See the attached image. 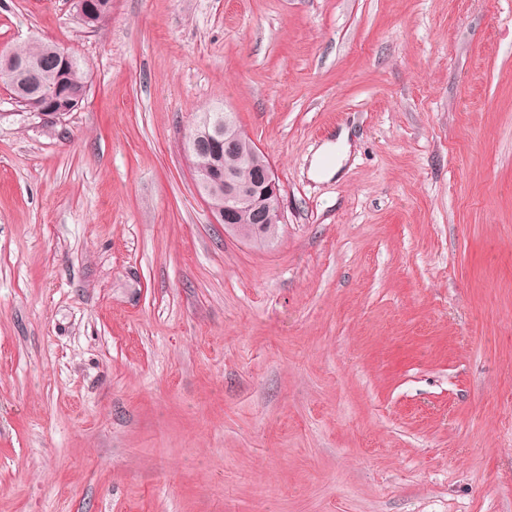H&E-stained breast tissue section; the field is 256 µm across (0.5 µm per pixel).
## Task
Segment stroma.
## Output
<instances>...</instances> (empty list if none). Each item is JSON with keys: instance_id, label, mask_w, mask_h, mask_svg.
<instances>
[{"instance_id": "1", "label": "stroma", "mask_w": 512, "mask_h": 512, "mask_svg": "<svg viewBox=\"0 0 512 512\" xmlns=\"http://www.w3.org/2000/svg\"><path fill=\"white\" fill-rule=\"evenodd\" d=\"M33 40L90 83L0 85V512H512V0H0ZM215 105L273 248L195 187ZM208 114L211 118V123L209 126H202L199 131L203 135H213L214 134V128L215 124L220 122L224 126V149L226 151H231L237 148V146L240 144L243 134L247 138V143L250 145H253V141L241 130L236 126L234 123L231 114L227 112H220V111H213V112H204L203 115ZM243 145L244 152H248V144ZM198 118L192 123V126L185 138L184 149L185 152L191 157H195L199 153L200 138L196 135V127L198 126ZM267 158L260 155L256 159L247 160L239 159L235 156L223 155L222 161L217 157L211 149H206L198 154L195 158L197 168L212 169L214 166L218 167H232L237 170L238 178L242 181L249 180L253 176V167L261 162H265ZM339 151L336 152L335 159L333 162L327 164L322 156L316 157L312 162V169L322 179H330L344 166L348 160L350 144H348V132L343 131L337 141ZM281 190L279 178L268 161L260 175L251 183H241L230 171H225L224 194L208 197L209 203L216 207L211 206L201 193L200 195L212 214L213 223L224 224L225 232L231 228L234 211L240 204L254 209L260 216L261 224H266L263 231L255 234L257 224L254 223L252 211L241 209L231 233L261 249L274 245L281 237L282 224H285ZM221 206L224 208H217Z\"/></svg>"}]
</instances>
